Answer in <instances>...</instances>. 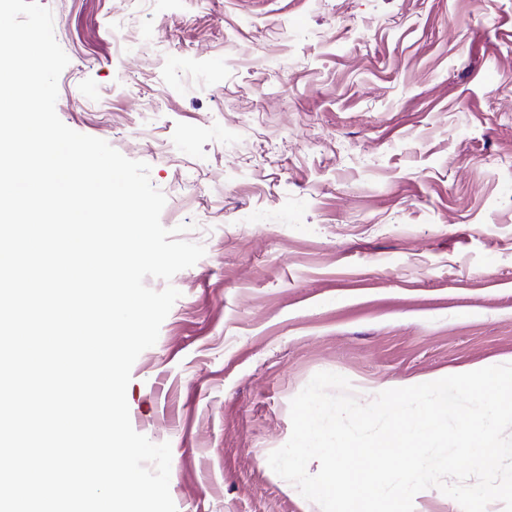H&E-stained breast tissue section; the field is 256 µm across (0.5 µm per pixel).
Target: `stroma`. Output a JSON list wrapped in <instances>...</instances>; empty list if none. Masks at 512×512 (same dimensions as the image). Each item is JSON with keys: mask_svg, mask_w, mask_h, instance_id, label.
<instances>
[{"mask_svg": "<svg viewBox=\"0 0 512 512\" xmlns=\"http://www.w3.org/2000/svg\"><path fill=\"white\" fill-rule=\"evenodd\" d=\"M40 2L60 120L206 250L127 388L177 512H321L268 464L318 372L512 363V0Z\"/></svg>", "mask_w": 512, "mask_h": 512, "instance_id": "stroma-1", "label": "stroma"}]
</instances>
